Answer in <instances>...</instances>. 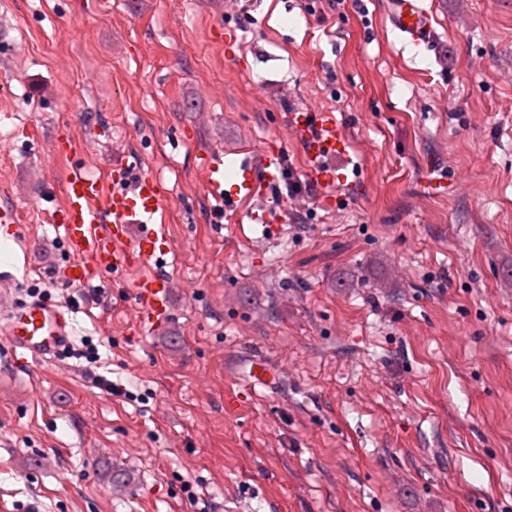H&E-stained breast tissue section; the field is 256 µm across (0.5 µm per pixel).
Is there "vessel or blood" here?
<instances>
[{"instance_id":"b4317fda","label":"vessel or blood","mask_w":512,"mask_h":512,"mask_svg":"<svg viewBox=\"0 0 512 512\" xmlns=\"http://www.w3.org/2000/svg\"><path fill=\"white\" fill-rule=\"evenodd\" d=\"M389 19L408 44L429 43L432 17L423 0H391ZM289 131L299 138L306 173L313 183L332 187L346 181L345 173L324 168V157L346 153L350 140L343 122L330 112H291ZM135 161H125L111 172L112 189L79 165H71L64 181L65 204L56 220L67 246L66 277L82 285L93 276L151 267L150 275L134 284L139 325L155 324L169 315V281L165 272L170 243L157 219L164 211L166 191L160 180L142 174L130 180ZM204 190L218 206V218L252 224L272 223L267 209L241 211L242 203L268 195L284 173L280 149L261 148L239 153L237 180L226 184L224 156L208 155L204 165ZM72 311L34 299L13 304L0 314V337L11 349L34 359L57 356L70 343Z\"/></svg>"}]
</instances>
